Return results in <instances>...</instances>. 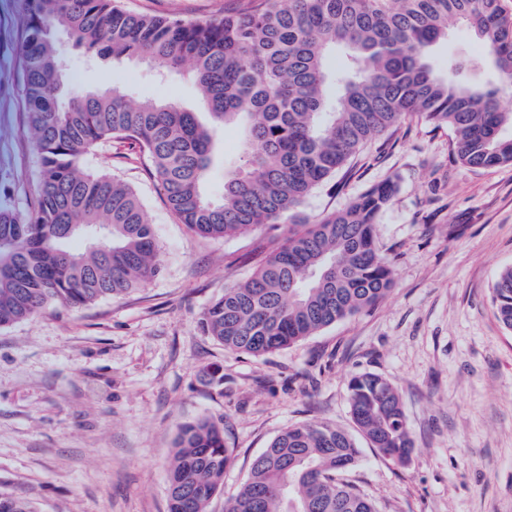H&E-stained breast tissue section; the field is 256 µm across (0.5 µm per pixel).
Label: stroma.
<instances>
[{"instance_id": "obj_1", "label": "stroma", "mask_w": 512, "mask_h": 512, "mask_svg": "<svg viewBox=\"0 0 512 512\" xmlns=\"http://www.w3.org/2000/svg\"><path fill=\"white\" fill-rule=\"evenodd\" d=\"M128 12L209 20L238 0H118ZM23 0H0V207L29 217L38 159L24 102ZM66 79L120 87L134 102L201 111L188 77L98 57L62 40ZM452 134L407 118L384 148L368 146L340 193L305 203L313 216L378 183L397 191L376 222L394 281L363 313L260 357L202 333V310L253 272L257 236L204 239L169 210L146 158L128 144L91 151L85 171L133 186L154 225L159 275L80 310L52 305L0 330V495L38 512H168L180 428L207 419L235 457L208 512L245 482L253 459L288 425L353 429L347 383L376 373L398 389L414 440L406 464L359 441L348 475L378 512H512V332L491 288L512 265V165L466 166ZM217 366L220 377L208 375Z\"/></svg>"}]
</instances>
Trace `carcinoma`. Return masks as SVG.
I'll use <instances>...</instances> for the list:
<instances>
[{
	"label": "carcinoma",
	"mask_w": 512,
	"mask_h": 512,
	"mask_svg": "<svg viewBox=\"0 0 512 512\" xmlns=\"http://www.w3.org/2000/svg\"><path fill=\"white\" fill-rule=\"evenodd\" d=\"M25 105L39 161L37 204L25 219L0 209V329L46 306L80 309L121 297L159 272L155 229L137 192L104 171H83L92 150L127 141L147 154L169 209L192 232L231 238L267 226L249 279L201 312L208 336L235 353L285 349L374 306L393 288L376 221L396 185L383 182L345 207L312 217L307 199L349 178L364 147L419 115L452 132L470 167L512 164V12L501 0H241L220 19L186 22L130 14L114 0H25ZM457 22L481 43L470 81L464 64L437 67L433 47ZM114 61L141 59L187 72L211 123L174 102L130 103L123 90L62 92L56 35ZM335 85L340 94L328 98ZM226 125L241 130L243 161L224 169V193L205 185ZM101 229L97 238L90 233ZM75 238L86 248L73 251ZM512 330V266L492 288ZM358 432L403 463L414 443L399 391L374 373L348 383ZM233 450L209 420L179 430L169 469V512H207ZM361 460L353 434L329 422L288 426L252 461L225 512H377L343 473ZM0 512H36L0 496Z\"/></svg>",
	"instance_id": "1"
}]
</instances>
